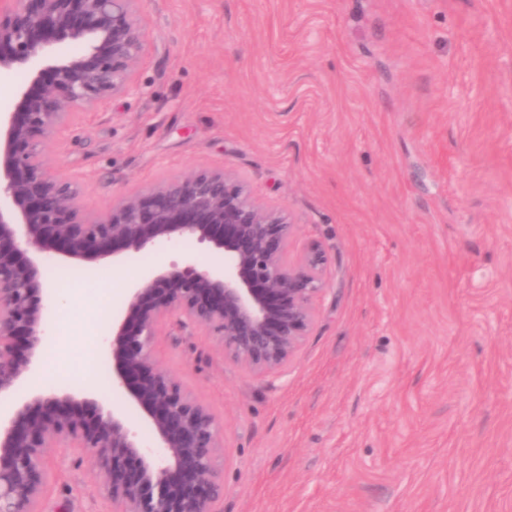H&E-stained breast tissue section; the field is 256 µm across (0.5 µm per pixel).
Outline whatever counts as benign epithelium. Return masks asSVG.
Masks as SVG:
<instances>
[{"label":"benign epithelium","instance_id":"benign-epithelium-1","mask_svg":"<svg viewBox=\"0 0 512 512\" xmlns=\"http://www.w3.org/2000/svg\"><path fill=\"white\" fill-rule=\"evenodd\" d=\"M140 0H0V73L21 66L31 86L0 113V512H40L51 449L93 454L113 512H219L224 500L223 426L176 377L154 367L159 327L175 319L211 336L224 357L267 375L288 365L326 291L328 257L314 242L288 261L295 231L282 211L257 203L222 168H204L120 197L104 214L79 201L76 180L46 161L70 110L95 112L136 90L144 52ZM85 46L61 57L56 45ZM191 253L134 278L100 354L112 388L147 420V446L126 411L41 379L51 284L46 263L86 266L159 243Z\"/></svg>","mask_w":512,"mask_h":512}]
</instances>
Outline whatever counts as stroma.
Masks as SVG:
<instances>
[{"mask_svg":"<svg viewBox=\"0 0 512 512\" xmlns=\"http://www.w3.org/2000/svg\"><path fill=\"white\" fill-rule=\"evenodd\" d=\"M135 92L48 155L93 214L224 167L321 243L327 290L281 372L160 327L155 365L224 426L223 512H512V0H141ZM101 262L50 316L54 373L94 365L125 282ZM42 512H112L95 462L49 455Z\"/></svg>","mask_w":512,"mask_h":512,"instance_id":"35a3bbf8","label":"stroma"}]
</instances>
